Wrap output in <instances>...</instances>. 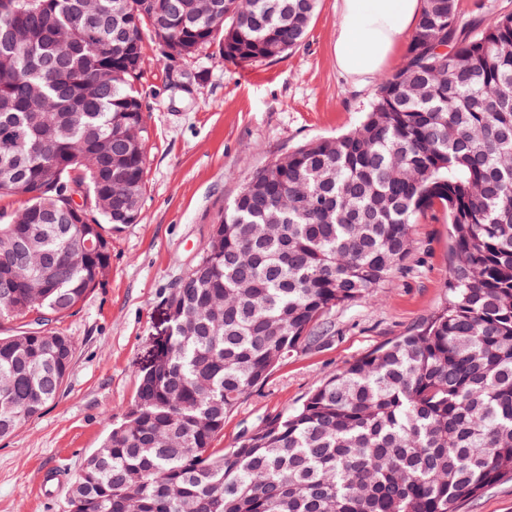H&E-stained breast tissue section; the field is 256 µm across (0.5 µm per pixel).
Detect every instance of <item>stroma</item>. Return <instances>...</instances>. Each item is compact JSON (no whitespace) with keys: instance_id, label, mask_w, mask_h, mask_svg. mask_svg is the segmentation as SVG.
Returning a JSON list of instances; mask_svg holds the SVG:
<instances>
[{"instance_id":"1","label":"stroma","mask_w":512,"mask_h":512,"mask_svg":"<svg viewBox=\"0 0 512 512\" xmlns=\"http://www.w3.org/2000/svg\"><path fill=\"white\" fill-rule=\"evenodd\" d=\"M338 0H323L303 45L253 65L211 51L173 83L154 43L144 45L138 89L151 130L137 223L112 235V269L72 316L55 322L75 354L56 399L0 439V512H70V486L122 418L140 369L164 329L162 298L197 261L225 205L269 161L304 142L355 127L377 78L358 82L333 57ZM413 253L373 299L333 311L331 329L273 372L224 421L229 448L269 414L297 406L321 382L367 352L426 322L447 295L448 218L435 210L411 230ZM60 472L45 490L44 472Z\"/></svg>"}]
</instances>
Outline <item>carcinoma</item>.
I'll return each mask as SVG.
<instances>
[{"label": "carcinoma", "instance_id": "cac0c4a2", "mask_svg": "<svg viewBox=\"0 0 512 512\" xmlns=\"http://www.w3.org/2000/svg\"><path fill=\"white\" fill-rule=\"evenodd\" d=\"M0 0V438L59 394L69 315L138 220L149 39L235 64L299 46L321 0ZM401 65L352 130L253 175L165 297L166 360L140 370L124 420L85 459L78 512H455L512 471V13L475 36L460 0H425ZM140 127V148L126 130ZM84 188L86 222L65 210ZM442 209L448 299L231 448L225 418L314 344L333 310L411 257ZM98 242L87 253L82 242Z\"/></svg>", "mask_w": 512, "mask_h": 512}]
</instances>
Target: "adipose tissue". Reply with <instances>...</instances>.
Returning a JSON list of instances; mask_svg holds the SVG:
<instances>
[{"mask_svg": "<svg viewBox=\"0 0 512 512\" xmlns=\"http://www.w3.org/2000/svg\"><path fill=\"white\" fill-rule=\"evenodd\" d=\"M424 0H340L334 55L352 77L381 73L413 35Z\"/></svg>", "mask_w": 512, "mask_h": 512, "instance_id": "ef3b65f1", "label": "adipose tissue"}]
</instances>
